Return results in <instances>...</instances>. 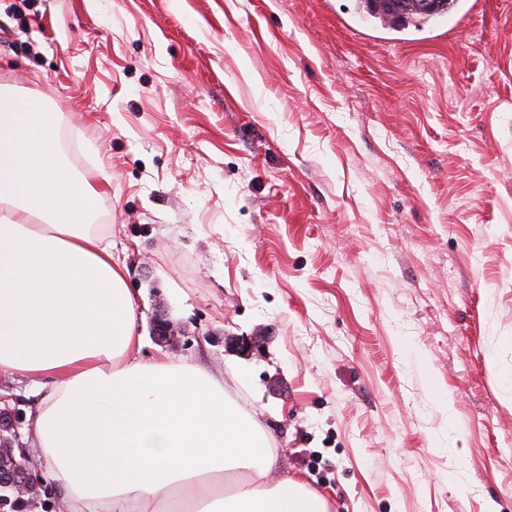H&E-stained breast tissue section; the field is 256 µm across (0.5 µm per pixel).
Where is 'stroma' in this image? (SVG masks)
Returning a JSON list of instances; mask_svg holds the SVG:
<instances>
[{
    "mask_svg": "<svg viewBox=\"0 0 512 512\" xmlns=\"http://www.w3.org/2000/svg\"><path fill=\"white\" fill-rule=\"evenodd\" d=\"M468 7L0 0V90L99 191L137 359L216 376L330 512H512V0ZM435 0H359V9L366 12L370 17L378 19L382 23L403 25L410 19L411 22L426 23L431 19H436L452 8L456 0L449 1L446 9H435L442 7V4L435 2V8L432 6ZM392 2H398V7ZM449 5V6H448Z\"/></svg>",
    "mask_w": 512,
    "mask_h": 512,
    "instance_id": "35a3bbf8",
    "label": "stroma"
}]
</instances>
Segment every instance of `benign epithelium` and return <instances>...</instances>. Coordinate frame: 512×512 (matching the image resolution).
<instances>
[{"label":"benign epithelium","instance_id":"1","mask_svg":"<svg viewBox=\"0 0 512 512\" xmlns=\"http://www.w3.org/2000/svg\"><path fill=\"white\" fill-rule=\"evenodd\" d=\"M154 335L170 342L181 334L180 327L169 320L157 319L153 324ZM0 461L7 464L0 477V512H23L28 499L42 486L39 479L35 451L20 442V436L7 412L0 411Z\"/></svg>","mask_w":512,"mask_h":512}]
</instances>
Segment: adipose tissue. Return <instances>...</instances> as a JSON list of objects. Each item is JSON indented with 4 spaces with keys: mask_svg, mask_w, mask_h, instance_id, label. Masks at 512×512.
Instances as JSON below:
<instances>
[{
    "mask_svg": "<svg viewBox=\"0 0 512 512\" xmlns=\"http://www.w3.org/2000/svg\"><path fill=\"white\" fill-rule=\"evenodd\" d=\"M57 127L40 100L0 95V375L41 394L27 441L66 512H328L303 479L269 483L258 423L191 359H134L133 295Z\"/></svg>",
    "mask_w": 512,
    "mask_h": 512,
    "instance_id": "ef3b65f1",
    "label": "adipose tissue"
}]
</instances>
